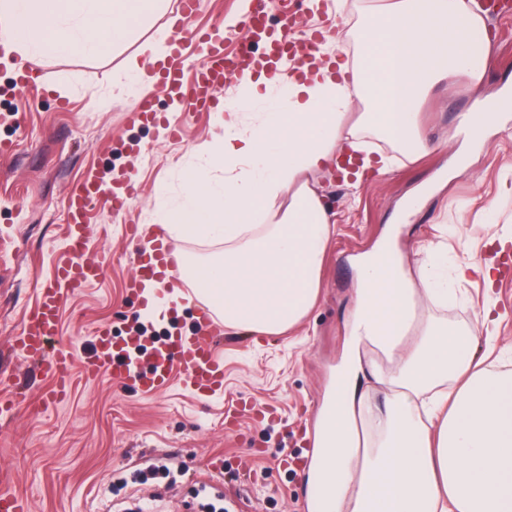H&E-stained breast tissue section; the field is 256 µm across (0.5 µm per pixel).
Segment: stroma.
<instances>
[{"mask_svg": "<svg viewBox=\"0 0 512 512\" xmlns=\"http://www.w3.org/2000/svg\"><path fill=\"white\" fill-rule=\"evenodd\" d=\"M486 24L493 55L482 82L469 93L442 85L421 106L420 128L432 144L427 155L386 173L366 170L357 183L310 174L334 219L318 301L279 335L225 329L216 342L224 357L221 392L195 398L177 375L166 392L146 398L105 374L76 379L69 398L45 414L21 412L0 424V467L15 471L29 512H122L142 499L155 512H202L197 487L211 466L222 470L226 512H302L310 492L308 441L346 347L356 263L395 225L410 268L426 248L439 252L450 292L435 316L471 324L494 299L496 315L479 332L495 338V365L512 370V280L499 277L489 286L475 274L455 279L463 260L482 265L499 249L512 255V242L498 243L512 228V110L482 144L463 147L457 134L474 100L512 95V17L492 16ZM151 35L143 30L125 51L100 59H46L44 87L0 97V142L16 145L14 155L0 159V234L15 236L14 245L0 248V373L23 381L38 399L49 382L11 353L8 336L64 244L73 180L94 168L140 187L126 214L113 215L105 198L97 205L87 255L105 250L112 258L97 282L69 300L56 340L82 352L97 324L118 337L136 326L140 304L126 291L136 273L135 246L125 227L157 231L158 187L178 198L197 149L222 132L218 112L186 118L187 104L154 85L153 108L168 122L139 121L135 101L116 98L126 56ZM170 457L175 481H139L140 469Z\"/></svg>", "mask_w": 512, "mask_h": 512, "instance_id": "35a3bbf8", "label": "stroma"}]
</instances>
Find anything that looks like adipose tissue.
<instances>
[{
	"mask_svg": "<svg viewBox=\"0 0 512 512\" xmlns=\"http://www.w3.org/2000/svg\"><path fill=\"white\" fill-rule=\"evenodd\" d=\"M167 9L168 0H0V20L10 52L37 66L124 49ZM352 35V63L284 85L266 74L242 82L222 135L185 171L179 201L156 192L176 238L223 245L216 258L184 259L179 272L225 327L273 335L308 315L333 224L308 173L367 133L408 160L425 152L423 101L443 83L477 86L492 56L477 0H385ZM355 97L366 110L351 123ZM259 102L260 124L242 131L240 110ZM286 190L287 208L272 212ZM426 299L447 301L448 291L426 263L408 270L396 236L359 260L347 347L310 466L320 512H512V371L477 359L476 326L437 320ZM366 376L386 387L384 404L360 395Z\"/></svg>",
	"mask_w": 512,
	"mask_h": 512,
	"instance_id": "1",
	"label": "adipose tissue"
}]
</instances>
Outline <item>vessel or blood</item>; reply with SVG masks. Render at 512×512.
<instances>
[{
	"label": "vessel or blood",
	"instance_id": "b4317fda",
	"mask_svg": "<svg viewBox=\"0 0 512 512\" xmlns=\"http://www.w3.org/2000/svg\"><path fill=\"white\" fill-rule=\"evenodd\" d=\"M300 0H253V9L243 22L244 36L234 51H224L209 34L196 30L193 18L198 0H180L176 39L167 65L159 71L156 83L165 92L188 99L193 111H206L218 105L227 83L242 82L254 67L267 65L271 74H284L288 61L312 60L324 42V35L300 31L294 11ZM278 16L279 28L269 31V16ZM195 43L202 60L191 81L182 76L183 46ZM267 54H256L259 44ZM102 192L98 174L89 170L75 181L66 198L65 244L58 250L52 273L38 292L36 302L25 309L18 329L10 338L12 349L30 361L49 379L51 389L44 403H35L24 387L11 377L0 376V414L27 412L38 415L48 406L58 405L72 387V370L81 367L87 378L111 372L112 378L132 384L141 394L153 396L170 385L173 369H180L186 384L199 397L224 387V361L215 343L222 333L208 309H200L193 334L173 333L158 344L145 346L141 335L133 333L114 339L108 326L99 324L92 331L83 358L69 349L52 347L59 333L60 313L77 293L96 282L103 270L102 258L86 259L94 206ZM136 264L143 273L156 269L176 272L181 258L173 246L159 237L141 240ZM26 506L14 490V475L0 469V512H25Z\"/></svg>",
	"mask_w": 512,
	"mask_h": 512
}]
</instances>
